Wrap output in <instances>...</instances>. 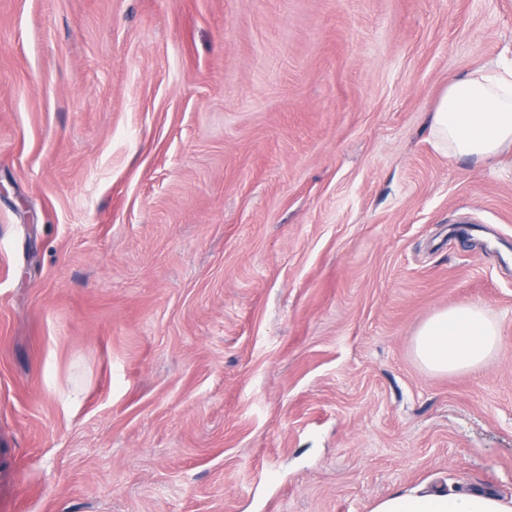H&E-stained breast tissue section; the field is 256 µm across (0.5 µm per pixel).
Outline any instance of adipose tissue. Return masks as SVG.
<instances>
[{
    "mask_svg": "<svg viewBox=\"0 0 512 512\" xmlns=\"http://www.w3.org/2000/svg\"><path fill=\"white\" fill-rule=\"evenodd\" d=\"M430 133L450 158L497 159L512 146V64L483 65L450 81L431 115ZM500 343L498 321L470 304L434 312L415 332L412 349L425 370L460 373L483 367ZM371 512H512V499L480 491H395Z\"/></svg>",
    "mask_w": 512,
    "mask_h": 512,
    "instance_id": "obj_1",
    "label": "adipose tissue"
}]
</instances>
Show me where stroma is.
<instances>
[{
    "label": "stroma",
    "mask_w": 512,
    "mask_h": 512,
    "mask_svg": "<svg viewBox=\"0 0 512 512\" xmlns=\"http://www.w3.org/2000/svg\"><path fill=\"white\" fill-rule=\"evenodd\" d=\"M511 59L512 0H0L6 512L512 497V150L429 132ZM500 343L498 321L482 306L470 304L434 312L415 332L412 349L425 370L460 373L483 367Z\"/></svg>",
    "instance_id": "stroma-1"
}]
</instances>
